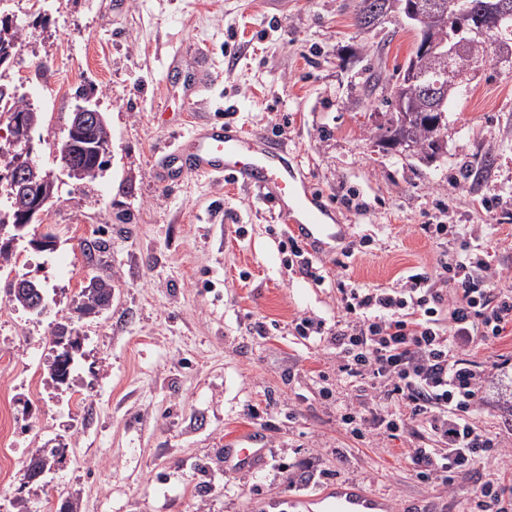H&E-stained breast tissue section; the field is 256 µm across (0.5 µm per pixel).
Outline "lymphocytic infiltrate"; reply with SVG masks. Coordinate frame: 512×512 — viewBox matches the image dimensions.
<instances>
[{
    "label": "lymphocytic infiltrate",
    "instance_id": "obj_1",
    "mask_svg": "<svg viewBox=\"0 0 512 512\" xmlns=\"http://www.w3.org/2000/svg\"><path fill=\"white\" fill-rule=\"evenodd\" d=\"M494 234L453 252L439 272L416 267L398 288L338 281L342 316L325 334L304 317L301 338L334 349L336 379L370 392L369 403L342 408L338 420L355 439L377 431L412 435L417 477L445 488L500 445L471 413L497 362H479L478 342L512 334V286L503 284Z\"/></svg>",
    "mask_w": 512,
    "mask_h": 512
}]
</instances>
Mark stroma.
<instances>
[{"instance_id":"stroma-1","label":"stroma","mask_w":512,"mask_h":512,"mask_svg":"<svg viewBox=\"0 0 512 512\" xmlns=\"http://www.w3.org/2000/svg\"><path fill=\"white\" fill-rule=\"evenodd\" d=\"M358 0H0L23 16L25 51L5 75L44 111L34 157L51 166L79 92L93 90L112 140L93 181L61 177L59 201L30 233L54 251L15 248L0 271L46 288L52 312L16 319L0 311V402L9 423L0 449L66 447L52 470L49 512L73 496L79 512H258L354 481L392 512H469L481 482L497 474L512 499V458L484 461L453 492L420 481L409 435L354 440L336 409L358 403L336 383L330 350L297 337L301 316L335 327L337 279L393 287L416 266L434 267L498 228L512 276V67L487 59L448 116L446 152L423 158L385 148L384 84L366 94L364 69L391 76L416 32L400 12L375 31L354 22ZM207 55L212 82L185 111L175 51ZM233 122L283 143L298 176L335 214L344 234L324 239L322 274H305L286 246L292 224L249 188L201 177L165 186L154 176L162 148L195 118ZM426 224H454L455 241ZM368 244L352 258L347 245ZM345 267H337L338 259ZM112 283V304L75 318L91 278ZM84 338L71 409L36 384L52 356L59 317ZM478 359L506 358L476 421L512 449V335L479 343ZM332 399H324L323 385ZM266 439L265 463L228 472L216 450L250 432Z\"/></svg>"}]
</instances>
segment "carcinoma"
<instances>
[{"instance_id":"obj_1","label":"carcinoma","mask_w":512,"mask_h":512,"mask_svg":"<svg viewBox=\"0 0 512 512\" xmlns=\"http://www.w3.org/2000/svg\"><path fill=\"white\" fill-rule=\"evenodd\" d=\"M405 14L412 9L417 12L429 13L437 19L436 35L440 41L448 39L458 40L466 37L470 45L465 54L452 60V68L467 76L477 70L479 63L489 56L494 48V34L477 35L461 31L469 21L460 12L455 0H359L356 13V25L361 30L374 29L371 19L377 15L383 16L394 10ZM24 41V29L17 23L0 17V52L10 49L12 54H17ZM412 67L420 75V80L409 87L410 93L415 99V112L411 113L408 122H402L400 113L397 112L394 98L385 99V103L391 110L384 113L386 120L379 124L373 131L376 139L384 144L399 147L410 154L422 153L432 157L443 149L444 130L448 129V120H443V128L436 127L438 114L430 111L434 96H447L449 102L457 98L458 89L450 85L441 84L439 75L440 63L435 56L415 45L414 50L405 64L396 69L402 73ZM17 88L0 83V104L12 102L9 119L21 118L24 125L30 130H35L42 125L44 115L42 110L30 103L25 97H17ZM79 165L82 169L81 179L94 180L102 175L108 163L106 156L98 157L92 153L81 152L78 155ZM14 199L4 186L0 185V228L14 224ZM112 292V283L103 279L94 278L89 285L80 292L81 303L76 311L81 315L96 314L102 310L105 296ZM8 294L11 304L25 312H30L31 301L15 288V281L8 284ZM55 355L48 365V375L59 384L66 383V376L70 365L74 362L75 355L82 349V339L75 338L69 345H62L57 338L51 339ZM66 448H52L46 450L40 448L26 462L23 469L21 486L43 484V476L50 471L54 463H60L65 459Z\"/></svg>"}]
</instances>
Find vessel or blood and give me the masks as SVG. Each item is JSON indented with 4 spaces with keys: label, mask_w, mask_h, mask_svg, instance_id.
I'll list each match as a JSON object with an SVG mask.
<instances>
[{
    "label": "vessel or blood",
    "mask_w": 512,
    "mask_h": 512,
    "mask_svg": "<svg viewBox=\"0 0 512 512\" xmlns=\"http://www.w3.org/2000/svg\"><path fill=\"white\" fill-rule=\"evenodd\" d=\"M218 179L252 189L260 197L288 202L295 212L294 234L307 247L319 241L329 215L298 180L288 162L284 144L259 134L225 129L206 122L194 126L165 151L154 170L155 178L172 186L186 176ZM261 434L237 438L224 448L228 470L254 469L265 459ZM302 505H316V512H389L385 499L346 482L327 493L302 498Z\"/></svg>",
    "instance_id": "1"
}]
</instances>
